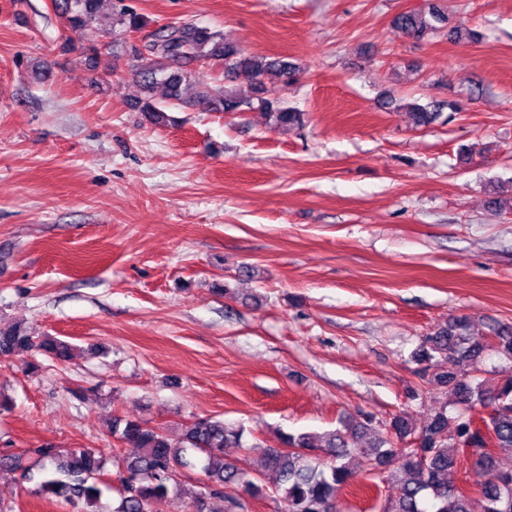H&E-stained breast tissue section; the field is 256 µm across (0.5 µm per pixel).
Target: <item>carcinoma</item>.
Wrapping results in <instances>:
<instances>
[{"instance_id":"obj_1","label":"carcinoma","mask_w":512,"mask_h":512,"mask_svg":"<svg viewBox=\"0 0 512 512\" xmlns=\"http://www.w3.org/2000/svg\"><path fill=\"white\" fill-rule=\"evenodd\" d=\"M113 2L66 0L63 13L68 27L74 32L99 26H118L125 32L145 28L144 17L127 7L103 14V5ZM446 20L444 11L433 5L426 11L397 15L394 25L403 34L422 39ZM125 53L136 61L135 76L143 93L139 109L154 125L169 122L166 109L182 103H196L216 112L255 107L282 130L303 122V113L288 106L278 93L296 80V66L284 59L248 54L223 41L217 32L193 24L167 25L140 46L128 42ZM202 64L223 67L226 81L240 73L248 74L256 97H244L224 85H193L194 67ZM192 85L195 91L188 97L186 90ZM159 86L166 90L164 103L154 98ZM444 107L453 110L455 104L431 108L410 105L418 126L436 122ZM494 336V343L489 345L483 338L470 335L466 318L460 316L427 336L414 353L420 364L432 360L439 364L440 371L431 379L432 388L453 397L459 405L455 416H448L442 408L417 429L405 415H397L389 425L390 437L369 446L358 444L355 437L369 430L370 418L340 421V427L321 436L319 444L306 433H283L280 447L267 450L255 478L240 471L226 452L242 447L243 430L221 419L188 421L176 440L160 428L117 419L112 423V435L133 452L112 461L119 481L115 488L119 502L112 512H152L154 500L172 490L202 504L198 512H215V500L227 503V512H242L249 499L281 501L287 512H340L339 494L354 478L350 459L356 455L381 473L396 466L392 477L398 493L388 500L383 512H471L469 496L448 483V473L458 468L465 445L471 448V460L487 475L481 487L484 512H512V470L499 468L494 456L496 448L512 449V373L493 386L474 376L487 350L512 360V326H500ZM22 349L35 350L57 362L73 357V346L57 337L30 336L18 324L0 326V356ZM481 412L490 435L488 443L471 423L472 415ZM177 467H198L205 481L177 484L169 477ZM105 468L106 459L91 448L61 450L47 444L25 454H0V479L17 472L23 477L37 475L42 492L71 505L83 503L93 512H99L103 490L111 488L103 480Z\"/></svg>"}]
</instances>
